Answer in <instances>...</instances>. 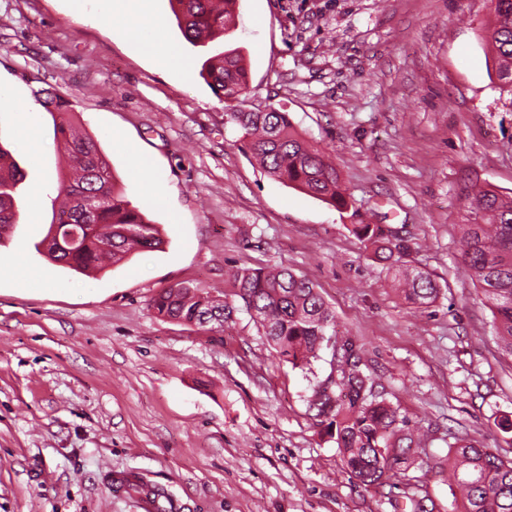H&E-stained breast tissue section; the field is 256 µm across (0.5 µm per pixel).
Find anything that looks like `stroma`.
I'll use <instances>...</instances> for the list:
<instances>
[{"label":"stroma","instance_id":"35a3bbf8","mask_svg":"<svg viewBox=\"0 0 512 512\" xmlns=\"http://www.w3.org/2000/svg\"><path fill=\"white\" fill-rule=\"evenodd\" d=\"M180 65L161 68L74 0H0V147L37 207L0 240V512H452L434 466L461 434L512 459V355L461 261L476 182L512 195V96L486 42L491 0H237L236 29L189 44L169 0H149ZM241 48L248 108L286 112L323 148L351 206L341 211L273 179L200 75L209 51ZM49 89L108 157L162 250L85 274L37 252L59 209L61 153ZM38 150L18 137L23 112ZM357 224L398 231L402 263L440 287L420 308L392 286ZM25 262L40 275L23 282ZM287 267L311 280L363 369L425 439L416 462L369 488L346 471L308 407L331 372L280 362L231 270ZM175 284L229 296L223 327L164 319Z\"/></svg>","mask_w":512,"mask_h":512}]
</instances>
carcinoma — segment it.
<instances>
[{
    "label": "carcinoma",
    "instance_id": "carcinoma-1",
    "mask_svg": "<svg viewBox=\"0 0 512 512\" xmlns=\"http://www.w3.org/2000/svg\"><path fill=\"white\" fill-rule=\"evenodd\" d=\"M219 1L227 2L170 0L188 43L203 47L231 28L232 19L218 8ZM488 44L498 61L501 90L512 95V0H494ZM201 74L214 96L233 110L232 122L241 128L247 148L268 175L339 210L349 208V196L335 166L323 150L295 130L288 113L240 111L247 102L248 69L239 49L207 58ZM38 101L59 117L54 132L71 173L58 187L59 227L51 223L47 232L54 241L47 254L50 261L82 273L108 260L121 262L134 251L162 248L157 225L116 190L107 158L70 121L71 102L49 93ZM23 180L24 173L15 164L10 174L0 173V225L18 223L16 187ZM467 198L474 222L463 227L461 258L492 311L495 335L512 355V196L484 188ZM353 230L366 247L387 260L400 259L408 250L403 239L377 224H355ZM401 292L409 300L431 304L438 298L439 287L425 271H405ZM234 295L246 309L257 310L254 320L259 332L281 361L311 369L335 320L310 280L287 268H245L235 276ZM151 308L160 317L204 328L223 326L233 306L203 289L177 284L157 294ZM314 411L335 428L347 470L367 487L375 485V475L387 456L392 454L397 461L419 445L406 417L384 393L374 390V380L360 368L353 375L338 374L331 395H323ZM445 472L461 496L455 512H512V460L504 461L463 435L448 451V466H439V473Z\"/></svg>",
    "mask_w": 512,
    "mask_h": 512
}]
</instances>
